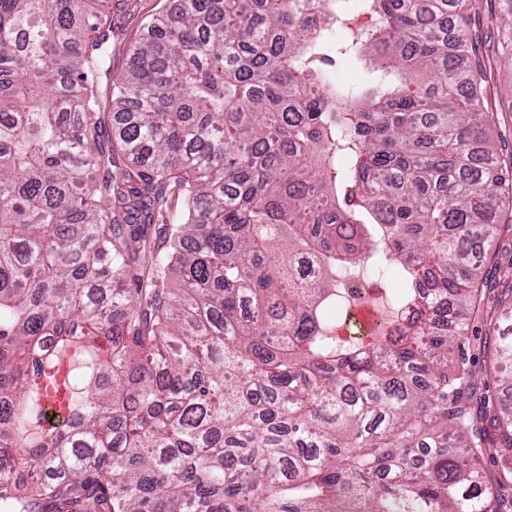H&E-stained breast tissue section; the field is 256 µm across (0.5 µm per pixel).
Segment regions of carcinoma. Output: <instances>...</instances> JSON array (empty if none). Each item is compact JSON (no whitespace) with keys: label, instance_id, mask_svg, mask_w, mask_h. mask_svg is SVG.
I'll use <instances>...</instances> for the list:
<instances>
[{"label":"carcinoma","instance_id":"cac0c4a2","mask_svg":"<svg viewBox=\"0 0 512 512\" xmlns=\"http://www.w3.org/2000/svg\"><path fill=\"white\" fill-rule=\"evenodd\" d=\"M312 2L174 0L106 139V0H0V512H512V410L474 372L512 387L476 0ZM363 264L406 316L341 357L323 304ZM48 340L80 362L62 433Z\"/></svg>","mask_w":512,"mask_h":512}]
</instances>
